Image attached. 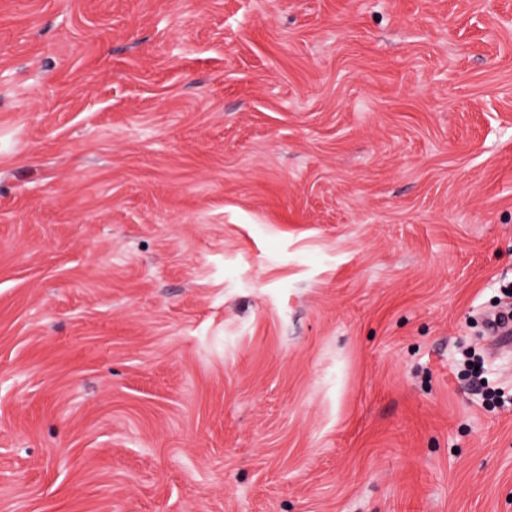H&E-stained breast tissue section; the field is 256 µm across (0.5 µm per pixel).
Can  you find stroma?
Masks as SVG:
<instances>
[{
    "label": "stroma",
    "instance_id": "stroma-1",
    "mask_svg": "<svg viewBox=\"0 0 512 512\" xmlns=\"http://www.w3.org/2000/svg\"><path fill=\"white\" fill-rule=\"evenodd\" d=\"M512 0H0V512H512Z\"/></svg>",
    "mask_w": 512,
    "mask_h": 512
}]
</instances>
